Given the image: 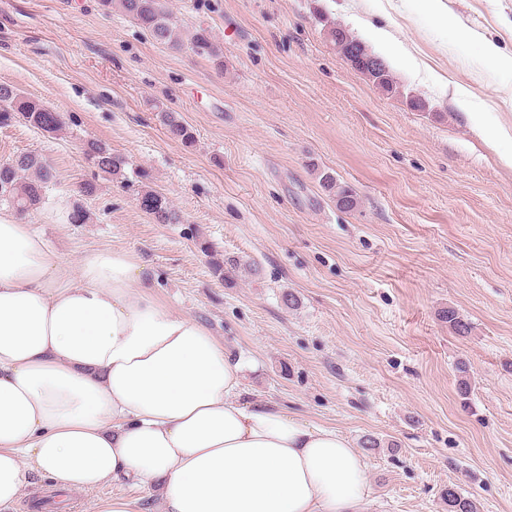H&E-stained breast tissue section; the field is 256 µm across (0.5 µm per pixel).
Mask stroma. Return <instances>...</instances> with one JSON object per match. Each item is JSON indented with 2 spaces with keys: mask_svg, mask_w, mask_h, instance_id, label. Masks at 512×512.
Returning <instances> with one entry per match:
<instances>
[{
  "mask_svg": "<svg viewBox=\"0 0 512 512\" xmlns=\"http://www.w3.org/2000/svg\"><path fill=\"white\" fill-rule=\"evenodd\" d=\"M442 3L447 29L421 0H165L183 38L209 31L219 67L100 0H0V82L65 121L53 137L21 120L0 128L1 160L32 151L55 172L25 222L71 263L137 255L167 309L253 359L249 396L357 446L378 438L364 512H446L450 486L477 512H512V143L492 145L455 94L512 132V76L483 51L488 40L512 55V0ZM329 21L364 42L366 24L385 27L414 53L419 70L389 65L402 97L351 69ZM163 109L194 128V146L168 135ZM87 139L123 157L125 176L148 170L181 223H156L134 191L93 176ZM323 171L356 191L354 210L337 209ZM77 207L89 221L63 222ZM215 254L254 270L221 280ZM449 307L467 336L441 318ZM110 497L155 506L120 482L67 493L64 512Z\"/></svg>",
  "mask_w": 512,
  "mask_h": 512,
  "instance_id": "1",
  "label": "stroma"
}]
</instances>
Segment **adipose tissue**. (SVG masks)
<instances>
[{
	"label": "adipose tissue",
	"mask_w": 512,
	"mask_h": 512,
	"mask_svg": "<svg viewBox=\"0 0 512 512\" xmlns=\"http://www.w3.org/2000/svg\"><path fill=\"white\" fill-rule=\"evenodd\" d=\"M153 286L127 251L72 264L0 215V512L35 475L81 491L124 477L159 512H363L366 456L245 403L243 359Z\"/></svg>",
	"instance_id": "ef3b65f1"
}]
</instances>
